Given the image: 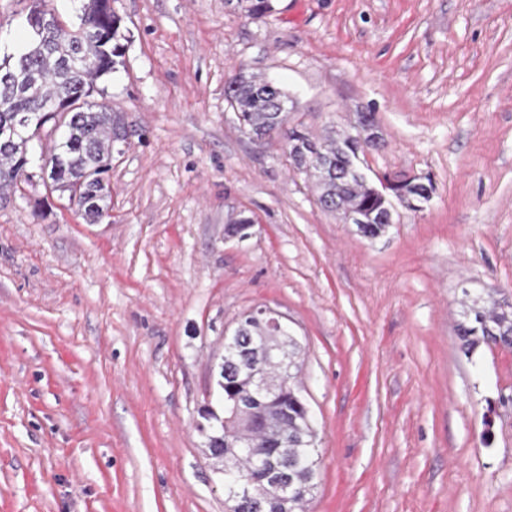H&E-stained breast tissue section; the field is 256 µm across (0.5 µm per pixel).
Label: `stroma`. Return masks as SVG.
<instances>
[{"instance_id": "obj_1", "label": "stroma", "mask_w": 512, "mask_h": 512, "mask_svg": "<svg viewBox=\"0 0 512 512\" xmlns=\"http://www.w3.org/2000/svg\"><path fill=\"white\" fill-rule=\"evenodd\" d=\"M124 62L93 101L134 134L88 221L42 179L0 190V512H227L197 427L224 336L270 307L301 347L310 512H512V351L460 349L476 297L512 304V0H114ZM29 0H0V59ZM320 139L376 117L373 184L431 179L368 239L278 142L242 134L238 68ZM245 238L225 227L239 214Z\"/></svg>"}]
</instances>
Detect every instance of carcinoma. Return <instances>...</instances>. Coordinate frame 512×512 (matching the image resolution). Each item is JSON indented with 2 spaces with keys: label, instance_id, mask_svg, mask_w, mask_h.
I'll use <instances>...</instances> for the list:
<instances>
[{
  "label": "carcinoma",
  "instance_id": "cac0c4a2",
  "mask_svg": "<svg viewBox=\"0 0 512 512\" xmlns=\"http://www.w3.org/2000/svg\"><path fill=\"white\" fill-rule=\"evenodd\" d=\"M235 8L248 17L259 18L272 12L274 6L273 0H236ZM80 14L82 24H74L67 31L33 34L28 47L19 52L23 60L21 85L5 79L14 61L6 58L0 63V129L10 125L20 112L30 114L38 127L53 119L56 125L66 128V137L55 145V153L48 161L51 191L68 194L85 218L95 220L108 211L111 203L109 172L114 143L120 138L128 139L129 132L121 113L92 102L89 97L96 80L120 64L124 45L121 19L107 7V0H82ZM72 58L85 65L77 71L63 67L62 62ZM225 94L243 134L267 139L277 136L283 149H288V137L296 129L287 127L288 112L279 106L281 102L288 103V93L283 88H273L263 75L241 67L229 80ZM53 99L67 100V109L51 116L40 112L42 103ZM299 140L318 151L316 165L306 175L318 190L321 207L331 212L359 207L366 212L367 223L359 226L363 236L376 238L385 232L391 203L376 197L374 186L363 179L341 175L350 150L349 136L329 135L313 143L303 134ZM28 152L26 133L0 137L1 190L29 179L23 173ZM465 316L469 320L458 326L465 353L474 352L482 343L512 349L511 304L495 300L485 304L476 299ZM285 344L288 369H296L298 343L291 337L283 341L263 324H252L224 344L222 382L218 386L223 388L226 420L215 418L213 433L229 442L222 447L224 467L245 478H260L251 449L236 448L234 444L266 443L269 450L280 453L288 460V466L300 473L299 487L310 491L320 464L312 419L299 388L283 393L278 369L270 363L272 350ZM256 370L267 375L270 396L254 411L236 413L232 410L233 397L249 398Z\"/></svg>",
  "mask_w": 512,
  "mask_h": 512
}]
</instances>
